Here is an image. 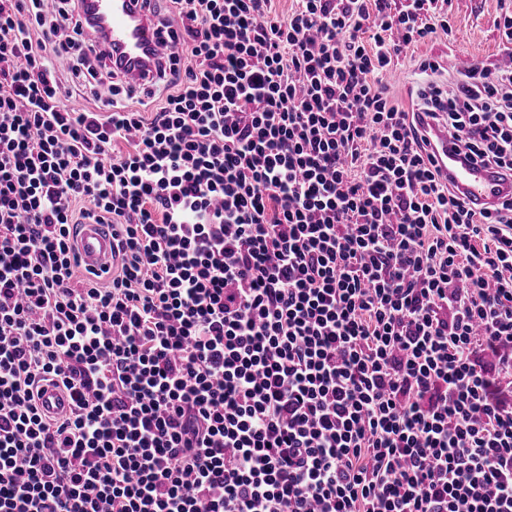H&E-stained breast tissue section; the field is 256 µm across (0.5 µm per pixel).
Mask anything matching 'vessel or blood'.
Returning <instances> with one entry per match:
<instances>
[{
    "mask_svg": "<svg viewBox=\"0 0 512 512\" xmlns=\"http://www.w3.org/2000/svg\"><path fill=\"white\" fill-rule=\"evenodd\" d=\"M79 8H90L94 21L86 22L85 37L130 87L146 84L156 75L166 57L149 0H78ZM433 154L449 185L475 210L488 209L512 198V176L465 159L446 127L429 123L423 128ZM115 243L107 224L79 225L76 253L88 270L103 272L114 260ZM39 406L47 416H58L69 408L65 391L46 382L40 388Z\"/></svg>",
    "mask_w": 512,
    "mask_h": 512,
    "instance_id": "b4317fda",
    "label": "vessel or blood"
}]
</instances>
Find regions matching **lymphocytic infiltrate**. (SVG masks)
Returning <instances> with one entry per match:
<instances>
[{
	"label": "lymphocytic infiltrate",
	"instance_id": "f902f5d3",
	"mask_svg": "<svg viewBox=\"0 0 512 512\" xmlns=\"http://www.w3.org/2000/svg\"><path fill=\"white\" fill-rule=\"evenodd\" d=\"M451 2L156 0L134 94L76 0H0V512H512V200L469 208L382 81ZM420 69L512 172V65ZM76 253L80 263L88 270L102 273L114 261L115 243L108 224H79ZM39 406L49 417L66 413L69 408L65 391L52 382H46L40 388Z\"/></svg>",
	"mask_w": 512,
	"mask_h": 512
}]
</instances>
